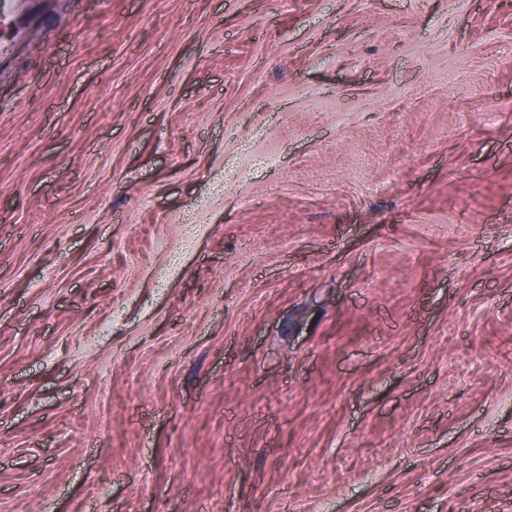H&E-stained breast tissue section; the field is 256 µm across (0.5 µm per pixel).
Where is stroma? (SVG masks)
Listing matches in <instances>:
<instances>
[{
  "label": "stroma",
  "mask_w": 512,
  "mask_h": 512,
  "mask_svg": "<svg viewBox=\"0 0 512 512\" xmlns=\"http://www.w3.org/2000/svg\"><path fill=\"white\" fill-rule=\"evenodd\" d=\"M36 8L0 512H512V0Z\"/></svg>",
  "instance_id": "obj_1"
}]
</instances>
